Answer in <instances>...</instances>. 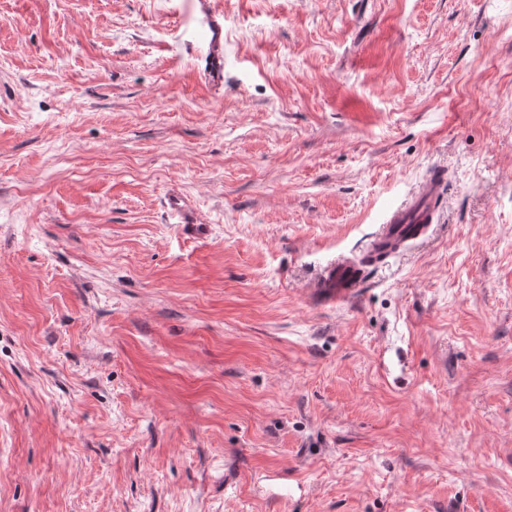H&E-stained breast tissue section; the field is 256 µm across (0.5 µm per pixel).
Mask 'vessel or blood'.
Listing matches in <instances>:
<instances>
[{
  "label": "vessel or blood",
  "instance_id": "obj_1",
  "mask_svg": "<svg viewBox=\"0 0 512 512\" xmlns=\"http://www.w3.org/2000/svg\"><path fill=\"white\" fill-rule=\"evenodd\" d=\"M210 31L209 52L205 58V70L210 83L219 84L224 80V60L220 54L224 41V28L217 19L207 22ZM446 192V186L439 177L422 183L411 200L389 212L382 231L372 240V247L378 248L394 244L398 239L411 236L420 237L427 224L435 215V202ZM363 273L351 259L343 258L327 272L321 294L330 304L340 305L349 300L357 286L362 283Z\"/></svg>",
  "mask_w": 512,
  "mask_h": 512
}]
</instances>
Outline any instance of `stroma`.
<instances>
[{"label": "stroma", "mask_w": 512, "mask_h": 512, "mask_svg": "<svg viewBox=\"0 0 512 512\" xmlns=\"http://www.w3.org/2000/svg\"><path fill=\"white\" fill-rule=\"evenodd\" d=\"M506 30L512 0H0V512H512ZM439 168L429 235L323 306ZM210 31V40L208 43L209 52L204 58L205 70L209 82L212 84H222L224 81V60L220 54L221 45L224 42V28L216 18L207 21ZM363 274L351 259L342 258L328 270L322 288L317 290L328 303L341 305L351 298L355 287L362 284Z\"/></svg>", "instance_id": "35a3bbf8"}]
</instances>
